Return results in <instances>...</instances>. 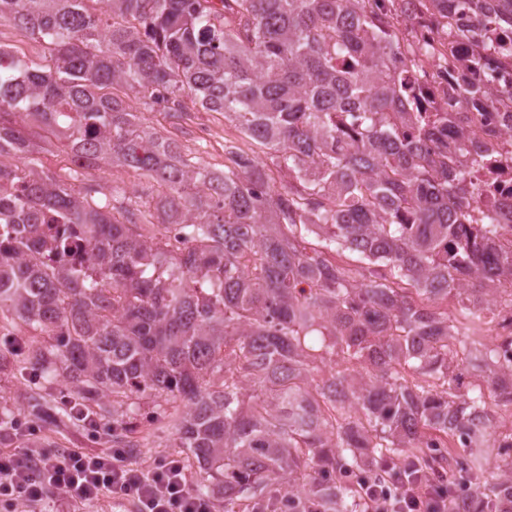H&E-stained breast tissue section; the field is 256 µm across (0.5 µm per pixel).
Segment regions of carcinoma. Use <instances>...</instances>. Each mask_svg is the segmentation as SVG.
Returning a JSON list of instances; mask_svg holds the SVG:
<instances>
[{
  "label": "carcinoma",
  "mask_w": 512,
  "mask_h": 512,
  "mask_svg": "<svg viewBox=\"0 0 512 512\" xmlns=\"http://www.w3.org/2000/svg\"><path fill=\"white\" fill-rule=\"evenodd\" d=\"M110 2L0 0V26L48 50L0 48V155L22 162L0 186L23 184L0 210V314L49 338L4 344L0 370L30 379V414L71 421L74 401L134 448L133 397L185 401L177 447L224 512H363L370 461L404 479L446 463L467 512H499L512 432L485 396L512 408V335L489 345L485 325L512 304V237L472 222L453 117L411 114L390 25L365 0ZM473 2L512 29V0ZM117 88L173 119L186 97L224 113L287 184L233 144L219 172L182 156ZM47 134L83 169L157 182L158 224L183 225V247L144 235L132 198L100 205L40 170L31 138ZM59 377L70 392L51 406ZM0 42L12 53L24 60L40 62L44 56V44L28 37L23 31L4 24L0 26Z\"/></svg>",
  "instance_id": "1"
}]
</instances>
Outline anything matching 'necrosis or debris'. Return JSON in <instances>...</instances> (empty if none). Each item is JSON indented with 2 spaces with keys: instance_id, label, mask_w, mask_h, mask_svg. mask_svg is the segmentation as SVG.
I'll return each mask as SVG.
<instances>
[{
  "instance_id": "obj_1",
  "label": "necrosis or debris",
  "mask_w": 512,
  "mask_h": 512,
  "mask_svg": "<svg viewBox=\"0 0 512 512\" xmlns=\"http://www.w3.org/2000/svg\"><path fill=\"white\" fill-rule=\"evenodd\" d=\"M367 8L373 15L387 17L401 36V57L407 63L408 76L420 91V115L435 117L452 109L455 122L448 131L449 138L455 140L461 133L472 131L487 143L490 164H473L466 155L460 159L465 179L480 191V208L511 203L512 110L494 103L483 111H474L464 93L469 83L512 85V57L503 56L499 31L481 24L474 14L463 9L449 12L448 24L443 27L418 2L406 12L395 11L391 0H368ZM452 32L465 33L475 40L479 49L491 57V70L467 69L466 48H448V35Z\"/></svg>"
}]
</instances>
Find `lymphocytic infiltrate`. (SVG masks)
<instances>
[{"instance_id":"1","label":"lymphocytic infiltrate","mask_w":512,"mask_h":512,"mask_svg":"<svg viewBox=\"0 0 512 512\" xmlns=\"http://www.w3.org/2000/svg\"><path fill=\"white\" fill-rule=\"evenodd\" d=\"M27 441L0 451V512H74L76 507L105 496L129 501L134 512H212L210 499L196 494L180 459L168 458L150 467L133 463L125 448H48L36 439V427L27 424ZM427 472L409 482L392 480L365 485L364 512H448L441 503L442 485Z\"/></svg>"}]
</instances>
